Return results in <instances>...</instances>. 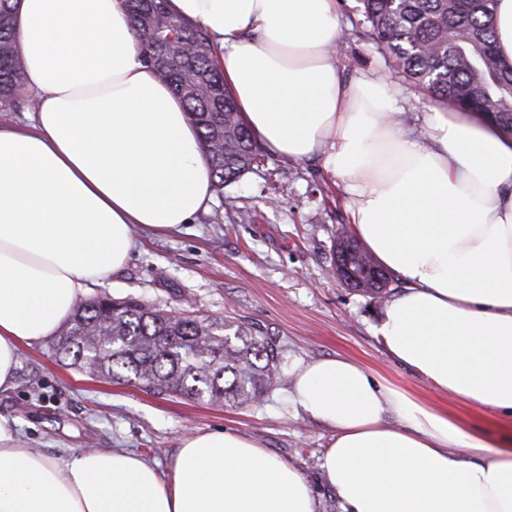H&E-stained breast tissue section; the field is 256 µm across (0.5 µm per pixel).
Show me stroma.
<instances>
[{
  "label": "stroma",
  "mask_w": 512,
  "mask_h": 512,
  "mask_svg": "<svg viewBox=\"0 0 512 512\" xmlns=\"http://www.w3.org/2000/svg\"><path fill=\"white\" fill-rule=\"evenodd\" d=\"M356 5L338 3V66L348 79L370 73L393 82L383 57L352 34ZM279 166V156L269 154L225 188L209 211L219 213L220 223L203 213L172 234L140 231L128 265L91 286L87 297L133 296L166 309L190 306L203 314L243 316L277 340L285 370L311 359L345 357L471 432L496 429L500 417L432 390L393 360L374 334L379 303L337 282L331 249L338 226L349 221L348 197L337 180L314 159L294 162L288 177ZM0 414L17 420L21 441L57 460L92 448H120L164 466L184 436L237 431L304 474L317 512H342L318 467L332 432L294 413L281 386L256 404L217 406L60 366L45 340L23 348L13 389L0 392Z\"/></svg>",
  "instance_id": "obj_1"
}]
</instances>
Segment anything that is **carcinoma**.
Returning a JSON list of instances; mask_svg holds the SVG:
<instances>
[{"instance_id":"cac0c4a2","label":"carcinoma","mask_w":512,"mask_h":512,"mask_svg":"<svg viewBox=\"0 0 512 512\" xmlns=\"http://www.w3.org/2000/svg\"><path fill=\"white\" fill-rule=\"evenodd\" d=\"M157 0L144 20L131 13L143 60L179 96L196 125L212 186L219 196L265 159L224 87L213 39L204 28L171 13ZM362 20L352 35L373 44L391 72L425 92L439 107L477 114L512 134V68L495 49L493 0H357ZM24 73L16 58L11 20L0 6V107L32 105L21 95ZM355 243L359 271L375 257L342 226L333 245ZM393 276L362 291L388 300ZM53 354L58 362L93 377L142 384L159 392L219 405L253 403L283 379L281 348L243 317L214 319L166 310L133 297H95L76 303Z\"/></svg>"}]
</instances>
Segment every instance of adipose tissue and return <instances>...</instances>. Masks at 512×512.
<instances>
[{
	"label": "adipose tissue",
	"instance_id": "1",
	"mask_svg": "<svg viewBox=\"0 0 512 512\" xmlns=\"http://www.w3.org/2000/svg\"><path fill=\"white\" fill-rule=\"evenodd\" d=\"M337 0H170L208 30L256 142L321 160L355 236L404 290L376 337L434 388L512 419V138L400 90L345 79ZM28 122L0 119V390L55 336L138 230L179 231L214 199L181 100L144 64L124 0H7ZM289 406L330 427L320 469L342 512H512V429L463 430L355 361L291 373ZM0 415V512H316L297 467L227 431L186 438L169 476L101 449L56 461Z\"/></svg>",
	"mask_w": 512,
	"mask_h": 512
}]
</instances>
